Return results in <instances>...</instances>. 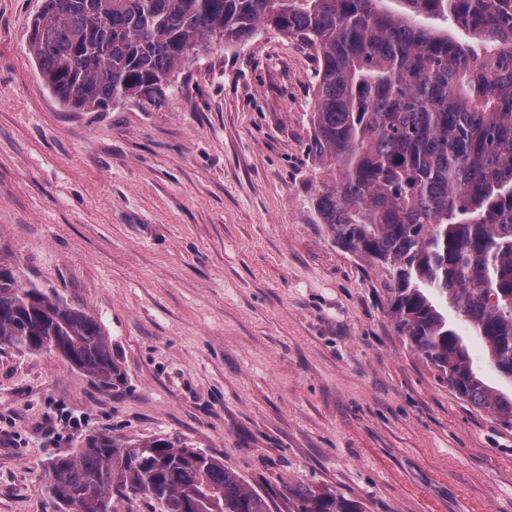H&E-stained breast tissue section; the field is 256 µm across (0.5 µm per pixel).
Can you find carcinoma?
<instances>
[{
  "label": "carcinoma",
  "mask_w": 512,
  "mask_h": 512,
  "mask_svg": "<svg viewBox=\"0 0 512 512\" xmlns=\"http://www.w3.org/2000/svg\"><path fill=\"white\" fill-rule=\"evenodd\" d=\"M46 0L30 48L52 93L106 111L161 104L205 32L234 45L261 24L316 61L312 203L336 242L385 270L400 335L473 408L512 429V397L473 370L463 332L512 380V0ZM451 17L461 44L424 20ZM57 349L105 387L126 377L104 324L50 298L0 257V350ZM58 504L99 512L142 495L151 512H271L216 455L177 437L90 434L49 462ZM288 512H364L330 489L287 487Z\"/></svg>",
  "instance_id": "cac0c4a2"
}]
</instances>
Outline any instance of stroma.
Instances as JSON below:
<instances>
[{
    "instance_id": "35a3bbf8",
    "label": "stroma",
    "mask_w": 512,
    "mask_h": 512,
    "mask_svg": "<svg viewBox=\"0 0 512 512\" xmlns=\"http://www.w3.org/2000/svg\"><path fill=\"white\" fill-rule=\"evenodd\" d=\"M43 8L0 0V255L103 322L126 383L0 351V512H55L45 464L98 431L220 454L274 512L288 485L512 512V430L438 382L315 214L308 51L260 26L161 107L81 111L30 50Z\"/></svg>"
}]
</instances>
